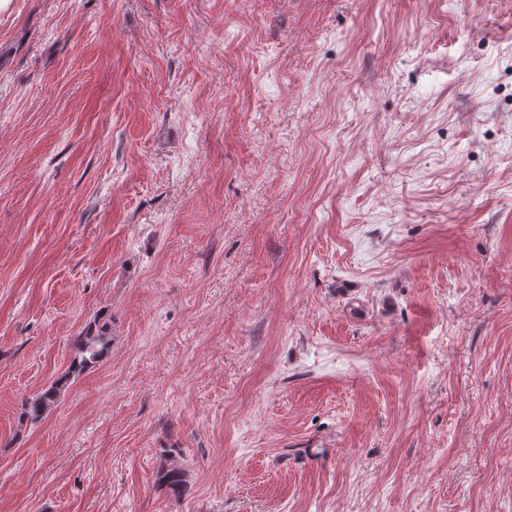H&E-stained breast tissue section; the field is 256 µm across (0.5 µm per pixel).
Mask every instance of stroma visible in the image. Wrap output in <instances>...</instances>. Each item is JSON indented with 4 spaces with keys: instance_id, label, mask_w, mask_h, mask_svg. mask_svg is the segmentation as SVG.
<instances>
[{
    "instance_id": "35a3bbf8",
    "label": "stroma",
    "mask_w": 512,
    "mask_h": 512,
    "mask_svg": "<svg viewBox=\"0 0 512 512\" xmlns=\"http://www.w3.org/2000/svg\"><path fill=\"white\" fill-rule=\"evenodd\" d=\"M0 512H512V0H0ZM109 340L104 325L97 328L96 322L89 324L82 336L78 337V357H75L68 371L37 393L28 403L25 416L31 423L41 421L59 401L62 389L68 381L78 376L85 368L102 362L108 354ZM80 357V358H79ZM159 480L170 492L180 494L187 486V473L185 468L169 462L161 469Z\"/></svg>"
}]
</instances>
